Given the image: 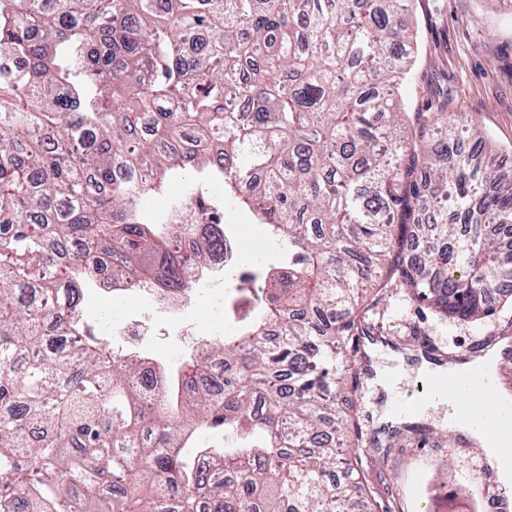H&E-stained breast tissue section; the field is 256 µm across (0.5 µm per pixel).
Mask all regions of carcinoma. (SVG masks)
<instances>
[{
    "label": "carcinoma",
    "mask_w": 512,
    "mask_h": 512,
    "mask_svg": "<svg viewBox=\"0 0 512 512\" xmlns=\"http://www.w3.org/2000/svg\"><path fill=\"white\" fill-rule=\"evenodd\" d=\"M411 0H0V512H394L362 483L426 423L375 430L366 314L390 288L494 314L512 174L448 97L406 112ZM189 170L280 260L187 361L122 351L86 284L187 297L193 224L146 214ZM201 212L214 205L196 185Z\"/></svg>",
    "instance_id": "obj_1"
}]
</instances>
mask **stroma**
Listing matches in <instances>:
<instances>
[{
	"instance_id": "1",
	"label": "stroma",
	"mask_w": 512,
	"mask_h": 512,
	"mask_svg": "<svg viewBox=\"0 0 512 512\" xmlns=\"http://www.w3.org/2000/svg\"><path fill=\"white\" fill-rule=\"evenodd\" d=\"M412 25L417 53L403 88L406 109L421 111L439 92L449 91V107L467 113L512 165V0H413ZM228 231L239 244L241 263L254 264L262 254L264 230L249 211L226 214ZM216 282L200 281L189 301L190 313L204 323L231 329ZM87 315L121 318L147 311L133 294L115 296L94 288L85 300ZM149 311V310H148ZM152 313V312H151ZM152 318L157 334L147 345L159 359H188L191 349L164 313ZM369 320L382 335L406 336L411 330L431 336L446 351L466 352L477 340L512 333V303L493 317L467 321L438 317L433 310L407 302L399 289H390ZM487 463L478 448L463 441L409 442L393 449L387 466L389 487L402 512H492L488 496L472 499L469 487L483 478Z\"/></svg>"
}]
</instances>
